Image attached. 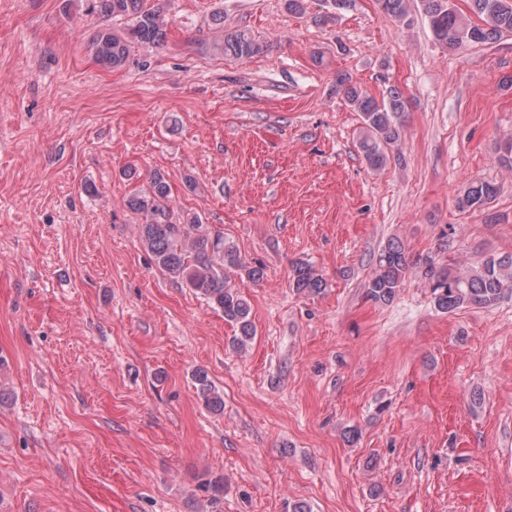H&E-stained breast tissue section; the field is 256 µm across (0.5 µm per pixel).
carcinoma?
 Wrapping results in <instances>:
<instances>
[{"label":"carcinoma","mask_w":512,"mask_h":512,"mask_svg":"<svg viewBox=\"0 0 512 512\" xmlns=\"http://www.w3.org/2000/svg\"><path fill=\"white\" fill-rule=\"evenodd\" d=\"M424 16L435 40L445 48L487 44L512 34V0H469V10L479 22L457 9L454 0H420ZM382 11L393 21L410 24L409 0H378ZM104 18L121 17L130 21L123 35L100 30L91 50L95 61L105 68L121 67L135 44L158 46L167 40L171 20L161 4L144 8L143 0H96ZM226 56L251 58L265 46L244 30L228 29L213 43ZM336 91L347 105L359 113L362 129L358 149L373 170L384 168L400 140L405 103L400 91L391 89L378 99L369 95L351 77L340 73ZM500 193L495 182L466 184L458 192L456 207L462 212L488 210ZM171 188L164 175L155 173L147 190L127 201L130 210L144 216L139 225L141 245L153 257L157 267L171 278L181 280L206 299L224 319L235 324L237 348L243 349L255 336L247 300L231 285L228 272H242L253 280L264 277L261 266H251L240 252L224 242V235L213 232L193 215L182 221L173 218ZM424 278L435 306L452 313L471 306H490L503 291L512 289V254L488 255L477 261L454 258L441 265L425 260ZM411 266L403 241L393 237L379 251L367 283L366 298L376 305H389L399 295ZM293 288L301 293L318 294L326 287L323 276L309 263L300 261L293 269ZM198 394L213 411L223 408L224 400L214 391L206 371L194 373Z\"/></svg>","instance_id":"obj_1"}]
</instances>
